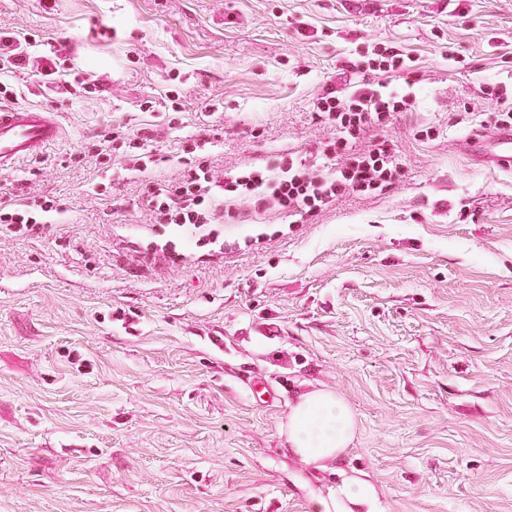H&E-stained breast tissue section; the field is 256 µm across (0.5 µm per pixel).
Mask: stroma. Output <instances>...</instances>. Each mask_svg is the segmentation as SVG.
I'll use <instances>...</instances> for the list:
<instances>
[{
	"label": "stroma",
	"mask_w": 512,
	"mask_h": 512,
	"mask_svg": "<svg viewBox=\"0 0 512 512\" xmlns=\"http://www.w3.org/2000/svg\"><path fill=\"white\" fill-rule=\"evenodd\" d=\"M0 34L30 59L0 68L13 105L64 126L0 173L60 206L0 232V512H313L347 476L373 512H512V172L464 153L488 83L512 95V0H0ZM362 82L415 93L366 135L393 185L304 224L154 223L144 184L188 146L219 175L320 163L317 98ZM318 388L355 423L326 470L284 451Z\"/></svg>",
	"instance_id": "stroma-1"
}]
</instances>
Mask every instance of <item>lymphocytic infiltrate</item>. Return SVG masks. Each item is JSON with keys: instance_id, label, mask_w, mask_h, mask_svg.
I'll use <instances>...</instances> for the list:
<instances>
[{"instance_id": "obj_1", "label": "lymphocytic infiltrate", "mask_w": 512, "mask_h": 512, "mask_svg": "<svg viewBox=\"0 0 512 512\" xmlns=\"http://www.w3.org/2000/svg\"><path fill=\"white\" fill-rule=\"evenodd\" d=\"M411 103L410 94L383 93L367 85L355 86L344 97L323 95L317 100V112L335 134L321 145L322 164L280 155L264 166L226 174L217 187L208 167L200 163L178 181L149 183L153 218L159 224L185 228L214 223L219 215L225 223L238 224L241 214L223 206L224 200L237 198L248 200L257 211L275 210L307 221L336 197L382 191L401 175L393 149L384 140L360 151L354 145L367 129L386 125L392 113L408 109ZM54 210L50 200L1 202L0 229L24 236Z\"/></svg>"}]
</instances>
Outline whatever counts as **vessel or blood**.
<instances>
[{"label": "vessel or blood", "instance_id": "1", "mask_svg": "<svg viewBox=\"0 0 512 512\" xmlns=\"http://www.w3.org/2000/svg\"><path fill=\"white\" fill-rule=\"evenodd\" d=\"M62 135L54 115L39 107H0V172L42 157ZM477 161L512 169V131L471 140Z\"/></svg>", "mask_w": 512, "mask_h": 512}]
</instances>
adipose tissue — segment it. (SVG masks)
I'll use <instances>...</instances> for the list:
<instances>
[{
	"label": "adipose tissue",
	"instance_id": "ef3b65f1",
	"mask_svg": "<svg viewBox=\"0 0 512 512\" xmlns=\"http://www.w3.org/2000/svg\"><path fill=\"white\" fill-rule=\"evenodd\" d=\"M353 431L352 412L336 393L309 391L299 396L288 415V449L310 464L331 461L351 442Z\"/></svg>",
	"mask_w": 512,
	"mask_h": 512
}]
</instances>
